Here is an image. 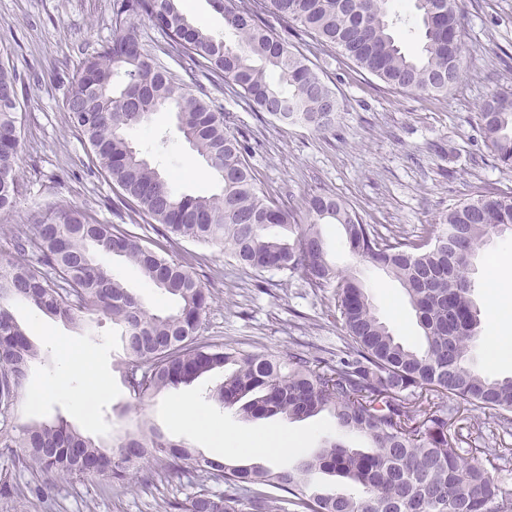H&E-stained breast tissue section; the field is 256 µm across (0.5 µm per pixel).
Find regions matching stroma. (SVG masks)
Here are the masks:
<instances>
[{
  "mask_svg": "<svg viewBox=\"0 0 512 512\" xmlns=\"http://www.w3.org/2000/svg\"><path fill=\"white\" fill-rule=\"evenodd\" d=\"M461 6L467 68L445 96L421 97L390 89L341 52L313 50L309 58L314 69L338 101L333 126L318 132L279 124L226 84L208 86L209 97L232 115L234 131L250 146L249 162L262 188L297 209L309 194L335 193L356 208L364 222L411 238L430 230L448 209L478 188L512 191V170L494 158L480 120L484 100L512 85V0H461ZM114 28L112 0H0V57L9 58L27 78L17 168L22 193L16 208L0 213V254H9L15 235L31 232L33 215L53 208L75 206L97 222L132 226L130 208L93 169L65 110L78 65L111 38ZM131 137L143 156L170 179L175 192L215 193L204 165L179 136L171 112L152 114L148 128L132 132ZM136 229L161 242L208 292L201 340L236 342L256 351L285 350L299 342L329 351L340 346L342 332L331 292H313L298 275L285 271L243 269L224 247L182 238L165 240L147 224ZM319 230L329 260L357 272L377 314L397 339L422 346L415 312L399 282L354 257L341 225L323 224ZM101 261L150 311L172 309V302L151 288L136 266L108 255ZM475 267V300L484 311L481 333L492 336L500 333L501 326L487 312L490 299L483 283L492 270L512 272V234L492 236L480 248ZM11 311L40 351L28 372L26 393L19 398V423L59 418L75 426L80 423L72 410V396L82 389L78 375H71L69 393L38 406L28 403V392L63 370L54 348L59 336L93 356L110 390L95 407V423L87 431L92 438L112 440L146 419L170 439L216 456V449L203 437L173 426L171 407L181 400L205 405L215 420L245 432L275 429L302 436L299 451L271 457V464L281 467L296 464L338 436L333 419L325 413L301 422L278 416L247 421L237 408L208 401L209 389L223 379L219 372L135 401L113 369L119 336L110 319L98 318L88 328L50 318L21 302L12 304ZM194 489L184 477L162 483L144 481L138 474L118 488L106 477L90 475L55 480L46 505L2 494L0 512H158L161 500L182 498Z\"/></svg>",
  "mask_w": 512,
  "mask_h": 512,
  "instance_id": "1",
  "label": "stroma"
}]
</instances>
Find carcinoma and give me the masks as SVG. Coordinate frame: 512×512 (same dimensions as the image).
I'll list each match as a JSON object with an SVG mask.
<instances>
[{"instance_id": "carcinoma-1", "label": "carcinoma", "mask_w": 512, "mask_h": 512, "mask_svg": "<svg viewBox=\"0 0 512 512\" xmlns=\"http://www.w3.org/2000/svg\"><path fill=\"white\" fill-rule=\"evenodd\" d=\"M224 15L228 43L193 23L180 0H113L116 30L77 69L66 103L72 127L87 144L93 166L118 188L121 200L163 235L227 245L238 265L263 272L278 265L309 287L335 289L336 321L345 346L319 353L299 345L250 351L198 338L208 294L193 274L120 224H100L73 207L33 222L17 235L14 258L0 259V449L28 471L46 477L102 475L123 486L145 463L167 481L189 466L199 491L163 501V512H512V495L493 473L512 460L498 440L476 448L460 405L492 410L502 435L512 433V377L494 378L474 363L481 309L474 301L473 261L493 234L512 233V191H478L448 210L416 239L365 224L352 207L323 191L305 199V223L289 243L270 234L297 223L296 213L257 183L248 145L231 131L204 85L196 89L142 47L135 21L148 20L167 53L185 57L211 84L227 83L260 112L298 126L328 130L336 95L310 60L277 34L302 28L317 49L334 48L389 87L420 96L448 94L461 78L463 56L457 0H441L436 20L429 0H413L420 29L414 54L402 51V21L390 0H210ZM24 75L0 60V211L19 196L16 175ZM166 109L183 140L217 179L211 195L178 194L135 147L129 132ZM482 129L496 160L512 169V88L481 107ZM340 224L350 252L384 270L404 289L425 347H408L380 319L364 283L327 259L318 226ZM136 265L144 279L177 302L165 315L150 312L96 253ZM23 301L65 322L104 316L119 327L116 364L131 398L142 401L226 367L210 398L240 405L255 419L281 415L303 421L324 410L336 427L367 441L354 448L325 443L292 467L272 468L205 456L143 421L109 445L64 420L17 423L16 408L39 352L10 305ZM326 473L360 493H320L312 476ZM222 483L212 491L208 483Z\"/></svg>"}]
</instances>
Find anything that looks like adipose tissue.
<instances>
[{
	"instance_id": "obj_1",
	"label": "adipose tissue",
	"mask_w": 512,
	"mask_h": 512,
	"mask_svg": "<svg viewBox=\"0 0 512 512\" xmlns=\"http://www.w3.org/2000/svg\"><path fill=\"white\" fill-rule=\"evenodd\" d=\"M60 353L67 367L78 372L84 380L83 391L77 401V411L84 419H91L92 406L106 395L107 386L97 376L82 350L64 345L61 346ZM172 418L177 425L195 429L215 448L227 454L273 456L297 450L302 445L300 437H288L274 431L256 437L240 434L231 425L211 418L198 405L176 403L172 409Z\"/></svg>"
}]
</instances>
